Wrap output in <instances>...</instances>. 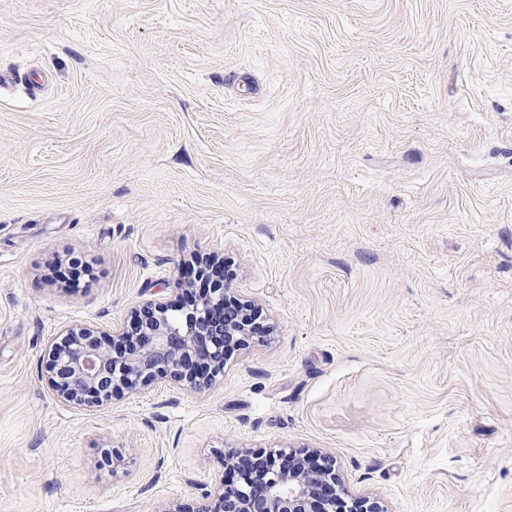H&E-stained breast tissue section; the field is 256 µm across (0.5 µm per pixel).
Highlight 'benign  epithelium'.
Returning <instances> with one entry per match:
<instances>
[{
  "instance_id": "benign-epithelium-1",
  "label": "benign epithelium",
  "mask_w": 512,
  "mask_h": 512,
  "mask_svg": "<svg viewBox=\"0 0 512 512\" xmlns=\"http://www.w3.org/2000/svg\"><path fill=\"white\" fill-rule=\"evenodd\" d=\"M198 279L211 286L199 289L177 323L148 301L110 345L91 326L66 330L48 353L58 394L96 404L160 382L195 391L212 386L227 358L266 329L254 301L224 294V269L203 267ZM222 456L218 496L195 512H384L371 495L346 491L335 461L319 448H225Z\"/></svg>"
}]
</instances>
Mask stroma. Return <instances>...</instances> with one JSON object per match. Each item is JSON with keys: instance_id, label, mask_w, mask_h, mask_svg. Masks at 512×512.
Instances as JSON below:
<instances>
[{"instance_id": "obj_1", "label": "stroma", "mask_w": 512, "mask_h": 512, "mask_svg": "<svg viewBox=\"0 0 512 512\" xmlns=\"http://www.w3.org/2000/svg\"><path fill=\"white\" fill-rule=\"evenodd\" d=\"M0 70V512L194 505L225 447L512 512V0H0ZM212 254L269 336L58 398L54 337Z\"/></svg>"}]
</instances>
